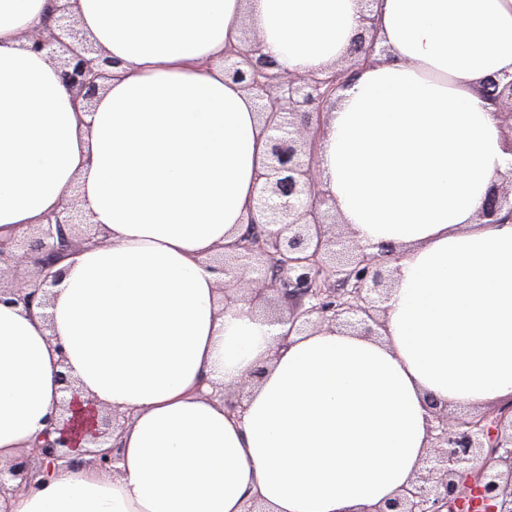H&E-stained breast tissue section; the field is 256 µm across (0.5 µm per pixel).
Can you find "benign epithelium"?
<instances>
[{
  "instance_id": "obj_1",
  "label": "benign epithelium",
  "mask_w": 512,
  "mask_h": 512,
  "mask_svg": "<svg viewBox=\"0 0 512 512\" xmlns=\"http://www.w3.org/2000/svg\"><path fill=\"white\" fill-rule=\"evenodd\" d=\"M22 46L46 52L60 70L73 100L89 110L104 90L116 61L91 42L61 4L40 27L20 36ZM377 47L373 28L364 27L356 37L349 62L322 74L296 75L277 71L260 52L255 38L245 37L241 45L225 51L224 73L255 94L258 112L269 133V158L264 183L253 209L264 221L251 217L247 232H258V248L240 247L233 256L214 263L224 274L247 290L255 303L266 298L272 287L265 271L267 250L278 260L276 283L288 303L287 316L274 321L288 325L280 337L285 345L292 334L307 332L319 325H341L365 336L379 335L383 327L380 304L385 302L390 276L383 274L379 258L389 251L343 243L336 225L326 222L328 199L319 188L315 146L324 132L323 109L334 104L337 92L360 65L374 60ZM501 121L512 133V80L498 75L487 80ZM488 202L479 214L490 224L512 219V178L494 181ZM105 245L107 235L79 207L75 198L61 210L46 217L34 235L0 241V297L9 295L13 303L30 311L47 307L51 287L63 275L59 265L83 245ZM264 369L255 368L235 384L224 388V406L242 412V401L232 399L261 379ZM61 411H72L68 394L74 381L60 374ZM430 451L415 480L391 499L362 508L361 512H461V501L476 491L481 512H512V406H499L465 415L448 413V405L428 402ZM129 416L116 411L101 412L85 439V454L100 470L112 472L117 438ZM71 420L55 429L59 436L45 434L42 441L25 449L20 457L0 464V494L17 490L32 480V473L49 474L59 467L80 465L61 452L73 447Z\"/></svg>"
}]
</instances>
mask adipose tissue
Masks as SVG:
<instances>
[{
  "instance_id": "1",
  "label": "adipose tissue",
  "mask_w": 512,
  "mask_h": 512,
  "mask_svg": "<svg viewBox=\"0 0 512 512\" xmlns=\"http://www.w3.org/2000/svg\"><path fill=\"white\" fill-rule=\"evenodd\" d=\"M119 60L76 110L20 32L55 0H0V241L80 205L111 243L67 260L48 309L0 300V462L59 420L125 412L115 474L61 469L0 512H354L407 486L428 451L427 399L512 403V221L479 223L512 170L483 79L512 74V0H377L387 53L325 116L315 161L351 240L389 245L381 336H291L248 302L224 306L208 259L231 252L269 143L253 93L224 75L243 26L301 74L341 62L361 0H73ZM266 372L242 415L217 392Z\"/></svg>"
}]
</instances>
